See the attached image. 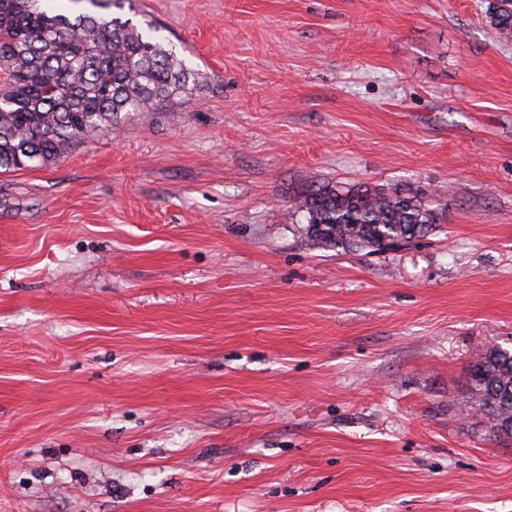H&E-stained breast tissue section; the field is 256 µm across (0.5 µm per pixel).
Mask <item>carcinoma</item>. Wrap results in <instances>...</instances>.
<instances>
[{
  "label": "carcinoma",
  "instance_id": "cac0c4a2",
  "mask_svg": "<svg viewBox=\"0 0 512 512\" xmlns=\"http://www.w3.org/2000/svg\"><path fill=\"white\" fill-rule=\"evenodd\" d=\"M44 0H0V169L35 168L75 145L187 95L199 74L164 43L152 22L120 14L128 0H90L106 12L54 13ZM512 39V0L489 13ZM302 233L321 249L396 251L441 223L443 209L420 189L312 185L291 200ZM474 409L512 436V350L487 349L473 365Z\"/></svg>",
  "mask_w": 512,
  "mask_h": 512
}]
</instances>
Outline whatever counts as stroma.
<instances>
[{"mask_svg":"<svg viewBox=\"0 0 512 512\" xmlns=\"http://www.w3.org/2000/svg\"><path fill=\"white\" fill-rule=\"evenodd\" d=\"M495 2L132 0L203 78L0 173V512H512L469 395L512 346ZM327 182L447 221L319 249Z\"/></svg>","mask_w":512,"mask_h":512,"instance_id":"stroma-1","label":"stroma"}]
</instances>
